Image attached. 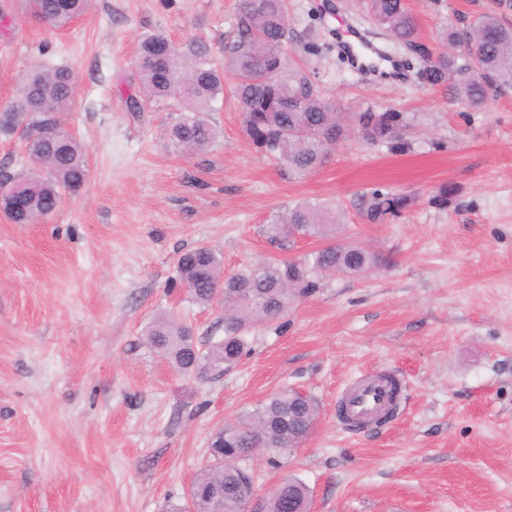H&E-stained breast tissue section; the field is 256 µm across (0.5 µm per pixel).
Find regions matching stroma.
Returning a JSON list of instances; mask_svg holds the SVG:
<instances>
[{
    "instance_id": "35a3bbf8",
    "label": "stroma",
    "mask_w": 512,
    "mask_h": 512,
    "mask_svg": "<svg viewBox=\"0 0 512 512\" xmlns=\"http://www.w3.org/2000/svg\"><path fill=\"white\" fill-rule=\"evenodd\" d=\"M235 3L94 0L56 30L0 0V107L31 64L74 67L66 126L90 165L81 191L41 222L0 214V512L185 505L210 435L286 386L314 396L320 416L282 467L247 461L260 493L293 474L312 491L311 512H512V90L470 110L418 82L419 59L372 24L365 0H289L286 56L338 111L404 113L408 148L352 138L322 167L288 175L249 144L228 80L209 112L212 146L178 151L169 131L185 110L145 99L139 42L161 32L221 53ZM408 5L435 54L459 18L512 24V0ZM351 31L389 60L356 66L339 48ZM376 190L413 203L370 223ZM300 203L335 207L336 242L385 265L326 278L282 319L254 324L234 366L175 371L143 336L155 319L175 315L204 343L224 335L222 300L198 304L177 280L179 257L210 247L228 277L302 258L321 240L279 249L261 233ZM380 372L402 383L394 417L346 426L343 391Z\"/></svg>"
}]
</instances>
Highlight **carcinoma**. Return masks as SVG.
<instances>
[{
    "label": "carcinoma",
    "mask_w": 512,
    "mask_h": 512,
    "mask_svg": "<svg viewBox=\"0 0 512 512\" xmlns=\"http://www.w3.org/2000/svg\"><path fill=\"white\" fill-rule=\"evenodd\" d=\"M90 4L91 0H25L32 17L57 29L69 27ZM367 10L392 43L414 46L419 18L405 0H367ZM290 38L287 0H237L235 36L224 44L222 67L204 40L193 39L179 47L163 34L144 38L136 65L146 96L174 97L188 109L170 129L173 145L191 152L211 146L215 133L203 113L224 93L229 72L237 77L234 89L250 144L292 175L322 166L328 157L327 143L352 134L367 144L387 143L393 149L409 145L404 138L409 121L402 113L376 112L368 106L348 121L323 97L305 70L286 67L284 47ZM461 38L477 49V61L449 52L428 54L418 79L473 110H483L491 94L512 89V25L495 15H484L451 26L444 34L448 46ZM74 88L72 68L33 65L6 107L0 136H21L26 166L14 172L0 169V185H17L26 197L24 210H5L14 224H33L50 216L60 207L64 193L78 192L89 178L85 147L68 132L63 119L75 101ZM410 202L406 194L375 192L366 206V217L376 223L401 213ZM337 223L335 210L300 204L274 215L263 233L271 244L283 247L297 238H328ZM381 262L369 250L331 243L303 260L263 261L223 281L215 253L199 247L180 257L179 280L199 304L224 298V337L203 344L191 326L175 317L153 321L145 336L173 368L202 376L237 363L247 353L244 333L252 324L281 318L292 299L316 293L323 278L338 271L359 274ZM319 415L314 398L288 389L242 412L235 422L212 435L209 455L213 465L202 469L192 482L188 506H174L169 512H239L242 503L254 498L255 486L251 474L235 462L261 449L270 464H279L307 438ZM309 500L307 485L287 475L264 498L261 512H309Z\"/></svg>",
    "instance_id": "obj_1"
}]
</instances>
